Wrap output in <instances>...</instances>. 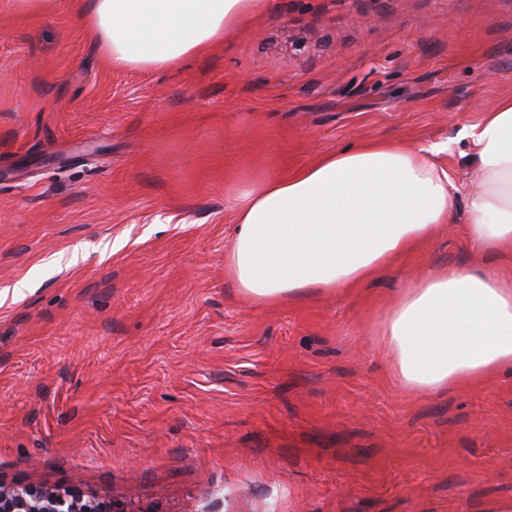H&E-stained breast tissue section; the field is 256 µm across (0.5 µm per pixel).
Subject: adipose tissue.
I'll use <instances>...</instances> for the list:
<instances>
[{"label": "adipose tissue", "instance_id": "adipose-tissue-1", "mask_svg": "<svg viewBox=\"0 0 512 512\" xmlns=\"http://www.w3.org/2000/svg\"><path fill=\"white\" fill-rule=\"evenodd\" d=\"M264 0H72L103 58L118 69L177 67L207 53ZM468 137L478 160L468 234L512 249V97ZM437 144L360 142L267 177L235 195L224 269L240 292L277 305L325 290L347 293L448 223L458 189ZM399 386L438 391L512 372V278L442 268L404 288L379 324Z\"/></svg>", "mask_w": 512, "mask_h": 512}]
</instances>
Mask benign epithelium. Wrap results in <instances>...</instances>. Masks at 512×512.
Returning <instances> with one entry per match:
<instances>
[{
	"label": "benign epithelium",
	"mask_w": 512,
	"mask_h": 512,
	"mask_svg": "<svg viewBox=\"0 0 512 512\" xmlns=\"http://www.w3.org/2000/svg\"><path fill=\"white\" fill-rule=\"evenodd\" d=\"M0 512H126L116 503L106 505L80 497L62 495L54 490L0 483Z\"/></svg>",
	"instance_id": "1"
}]
</instances>
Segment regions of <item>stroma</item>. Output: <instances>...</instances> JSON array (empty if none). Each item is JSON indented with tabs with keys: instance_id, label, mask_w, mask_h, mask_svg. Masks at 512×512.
<instances>
[{
	"instance_id": "35a3bbf8",
	"label": "stroma",
	"mask_w": 512,
	"mask_h": 512,
	"mask_svg": "<svg viewBox=\"0 0 512 512\" xmlns=\"http://www.w3.org/2000/svg\"><path fill=\"white\" fill-rule=\"evenodd\" d=\"M512 96V0H268L173 70L115 69L69 0L0 10V483L126 512H496L512 377L398 388L406 284L505 273L469 212L349 294L251 302L233 197L349 144H442Z\"/></svg>"
}]
</instances>
